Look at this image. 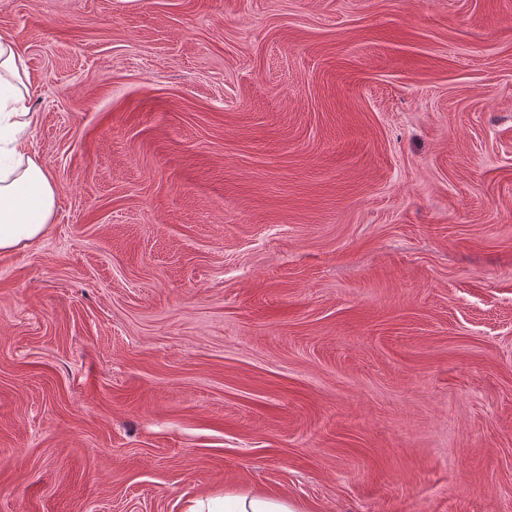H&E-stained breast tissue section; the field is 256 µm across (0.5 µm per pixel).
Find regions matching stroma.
<instances>
[{
	"instance_id": "35a3bbf8",
	"label": "stroma",
	"mask_w": 512,
	"mask_h": 512,
	"mask_svg": "<svg viewBox=\"0 0 512 512\" xmlns=\"http://www.w3.org/2000/svg\"><path fill=\"white\" fill-rule=\"evenodd\" d=\"M57 186L0 253V512H512V0H0ZM188 512H306L288 498L268 491L246 490L195 500Z\"/></svg>"
}]
</instances>
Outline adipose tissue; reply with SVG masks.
<instances>
[{"label": "adipose tissue", "instance_id": "adipose-tissue-1", "mask_svg": "<svg viewBox=\"0 0 512 512\" xmlns=\"http://www.w3.org/2000/svg\"><path fill=\"white\" fill-rule=\"evenodd\" d=\"M28 76L15 41L0 35V252L41 237L56 203L55 183L27 154L23 136L31 124ZM189 512H304L287 498L246 490L196 500Z\"/></svg>", "mask_w": 512, "mask_h": 512}]
</instances>
